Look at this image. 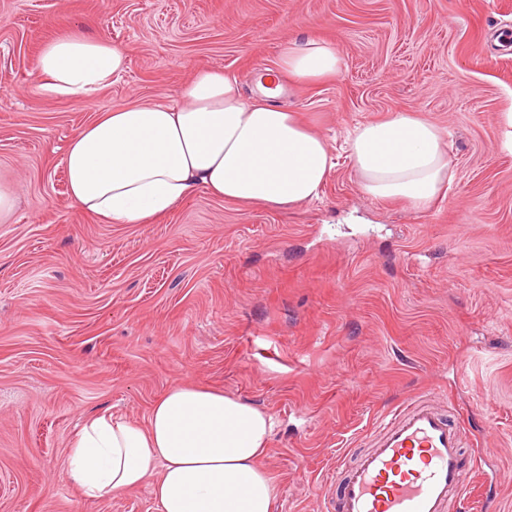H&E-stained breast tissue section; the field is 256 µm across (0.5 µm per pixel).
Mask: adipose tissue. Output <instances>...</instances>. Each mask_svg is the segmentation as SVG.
Listing matches in <instances>:
<instances>
[{
  "mask_svg": "<svg viewBox=\"0 0 512 512\" xmlns=\"http://www.w3.org/2000/svg\"><path fill=\"white\" fill-rule=\"evenodd\" d=\"M335 46L284 44L270 81L335 75ZM126 68L108 41L68 35L49 42L35 74L47 96L94 102ZM274 92L250 98L239 79L201 68L172 103H134L101 113L65 152L69 193L105 224H148L197 189L235 203L289 208L319 198L334 167L331 146ZM365 194L425 207L450 185L447 133L408 112L369 121L347 140ZM275 422L267 412L189 385L169 388L145 424L104 412L86 418L69 445L65 474L84 498L103 500L151 484L156 512H273L263 465Z\"/></svg>",
  "mask_w": 512,
  "mask_h": 512,
  "instance_id": "adipose-tissue-1",
  "label": "adipose tissue"
}]
</instances>
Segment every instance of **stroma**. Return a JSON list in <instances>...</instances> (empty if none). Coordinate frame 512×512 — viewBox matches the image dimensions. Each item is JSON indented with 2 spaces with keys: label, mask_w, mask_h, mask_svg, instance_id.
Masks as SVG:
<instances>
[{
  "label": "stroma",
  "mask_w": 512,
  "mask_h": 512,
  "mask_svg": "<svg viewBox=\"0 0 512 512\" xmlns=\"http://www.w3.org/2000/svg\"><path fill=\"white\" fill-rule=\"evenodd\" d=\"M512 0H0V512H155L149 486L84 500L64 474L87 415L145 422L193 384L273 416L274 512H329L337 454L433 393L470 437L457 512H512ZM69 33L128 56L94 102L36 88ZM343 68L284 81L281 104L333 147L319 200L291 209L197 190L155 224L74 207L68 139L104 111L175 100L201 67L245 92L298 36ZM396 112L450 134L454 174L425 207L367 196L346 134Z\"/></svg>",
  "instance_id": "obj_1"
}]
</instances>
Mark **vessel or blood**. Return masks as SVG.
Here are the masks:
<instances>
[{"label": "vessel or blood", "mask_w": 512, "mask_h": 512, "mask_svg": "<svg viewBox=\"0 0 512 512\" xmlns=\"http://www.w3.org/2000/svg\"><path fill=\"white\" fill-rule=\"evenodd\" d=\"M468 438L419 395L369 434L365 448L336 462L333 512H453L468 494L460 451Z\"/></svg>", "instance_id": "obj_1"}]
</instances>
